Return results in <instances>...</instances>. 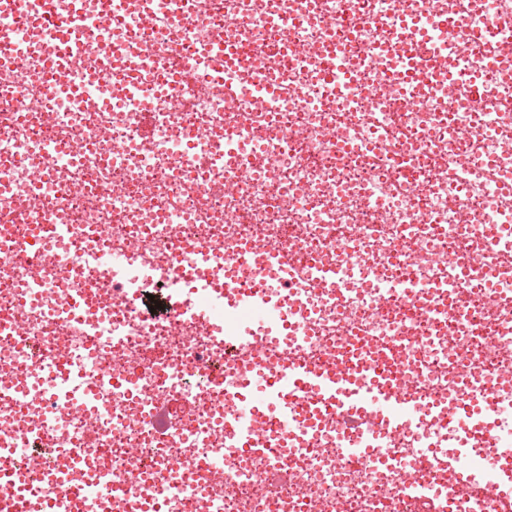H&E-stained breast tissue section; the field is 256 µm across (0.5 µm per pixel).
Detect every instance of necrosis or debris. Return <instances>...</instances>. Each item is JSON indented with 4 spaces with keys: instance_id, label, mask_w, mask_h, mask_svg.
Wrapping results in <instances>:
<instances>
[{
    "instance_id": "4bbe7bcc",
    "label": "necrosis or debris",
    "mask_w": 512,
    "mask_h": 512,
    "mask_svg": "<svg viewBox=\"0 0 512 512\" xmlns=\"http://www.w3.org/2000/svg\"><path fill=\"white\" fill-rule=\"evenodd\" d=\"M33 0L0 13V455L63 442L40 468L81 475V499L20 481L15 498L52 512H502L426 441L492 458L512 418L485 412L482 439L448 423L512 373V0H78L90 48L66 53L32 27ZM461 13L462 26L434 29ZM432 54L418 53L417 25ZM481 94H474V85ZM157 131L143 138L141 121ZM45 173L48 190L30 181ZM122 252V266L98 253ZM239 268L211 308L199 263ZM276 290L266 320L240 302ZM179 289L164 314L146 290ZM361 361L432 413L374 422L394 463L351 455L346 409L265 452L224 445L247 362ZM182 401L178 420L164 410ZM78 449L70 457L68 449ZM121 493L95 490L104 472Z\"/></svg>"
}]
</instances>
